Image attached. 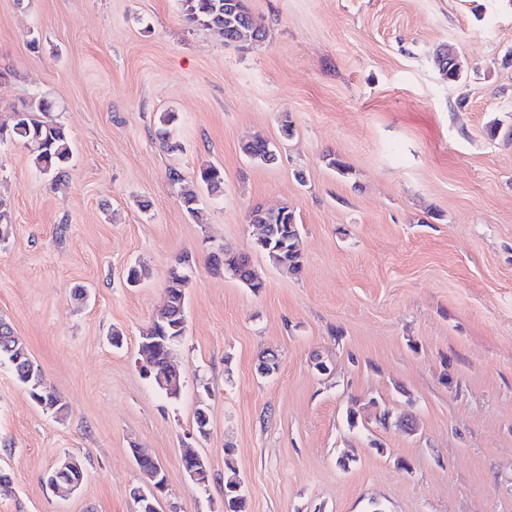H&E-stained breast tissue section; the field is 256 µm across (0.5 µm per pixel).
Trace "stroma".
<instances>
[{
	"label": "stroma",
	"instance_id": "35a3bbf8",
	"mask_svg": "<svg viewBox=\"0 0 512 512\" xmlns=\"http://www.w3.org/2000/svg\"><path fill=\"white\" fill-rule=\"evenodd\" d=\"M247 6L262 42L189 26L178 0H0V121L45 96L73 148L54 183L23 144L0 147V318L66 404L43 410L0 365V512H138L136 447L165 469L160 512H224L231 467L247 512H512V0ZM445 45L463 81L440 75ZM163 112L178 115L172 152ZM258 135L275 163L243 153ZM210 165L223 190L189 214L168 172L190 182ZM258 205L294 211L300 275L257 251ZM216 247L248 255L263 289L212 273ZM186 254L169 399L139 343ZM132 265L146 271L134 288ZM383 409L416 432L377 424ZM66 455L84 480L62 498L46 475Z\"/></svg>",
	"mask_w": 512,
	"mask_h": 512
}]
</instances>
